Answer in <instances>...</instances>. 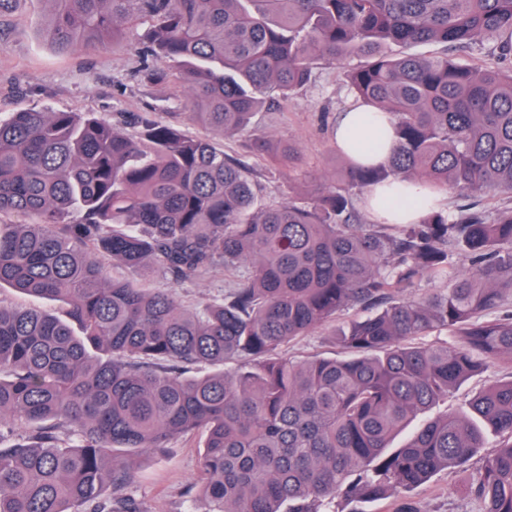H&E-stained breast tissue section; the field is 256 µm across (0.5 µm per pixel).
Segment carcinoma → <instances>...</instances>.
Masks as SVG:
<instances>
[{
  "label": "carcinoma",
  "mask_w": 512,
  "mask_h": 512,
  "mask_svg": "<svg viewBox=\"0 0 512 512\" xmlns=\"http://www.w3.org/2000/svg\"><path fill=\"white\" fill-rule=\"evenodd\" d=\"M60 52L98 49L150 23L143 81L185 83L188 120L249 132L261 107L306 86L318 61H364L346 78L388 113V164L261 205L244 160L155 112L120 121L28 109L0 118V289L61 314L0 302V512H146L133 458L205 432L190 497L207 512H327L410 491L469 461L483 430L503 438L467 481L480 512H512V378L467 410L391 436L491 364L512 366V210L475 204L415 224H362L354 195L418 179L459 197L512 193V0H49ZM436 45L430 55L389 45ZM480 51L493 64L452 55ZM272 166L299 160L262 136ZM128 271L109 276L103 258ZM177 283L238 272L203 308L181 306L142 272ZM448 288L403 296L422 276ZM375 309L339 334L344 359L282 349L349 308ZM453 341L426 344L431 334ZM229 361L251 365L228 371ZM0 300L5 305H13L20 307H36L41 310H47L51 312H53L56 308V304L54 302H50L43 299H35L7 289L1 291Z\"/></svg>",
  "instance_id": "obj_1"
}]
</instances>
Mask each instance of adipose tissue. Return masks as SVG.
<instances>
[{"instance_id":"adipose-tissue-1","label":"adipose tissue","mask_w":512,"mask_h":512,"mask_svg":"<svg viewBox=\"0 0 512 512\" xmlns=\"http://www.w3.org/2000/svg\"><path fill=\"white\" fill-rule=\"evenodd\" d=\"M337 149L361 164L377 167L386 165L394 143V134L389 114L369 112L360 106L339 113L332 131ZM382 186L370 187L365 193L366 207L384 224H409L418 220L420 211L413 203L423 197H430L434 205H442L443 196L429 193L421 182L411 181L404 187V198L410 199L407 207H397L381 199Z\"/></svg>"}]
</instances>
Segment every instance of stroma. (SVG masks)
<instances>
[{
  "instance_id": "obj_1",
  "label": "stroma",
  "mask_w": 512,
  "mask_h": 512,
  "mask_svg": "<svg viewBox=\"0 0 512 512\" xmlns=\"http://www.w3.org/2000/svg\"><path fill=\"white\" fill-rule=\"evenodd\" d=\"M50 14L47 0H16L9 14L0 16V114L26 109L99 112H181L188 90L184 84L167 82L148 85L141 72L152 60L143 52L142 37L147 23L123 27L119 36L100 49L59 54L44 35ZM351 57L341 64L318 62L311 82L276 109L255 112L251 127L271 139H285L300 153L299 163L284 174L265 163H257L258 178L266 188V199L282 202L311 191L317 182L340 176L348 161L332 140L336 116L353 102L344 71L359 65ZM233 280L224 268L206 277L173 284L154 274L153 288L177 287L184 304L201 306L223 293ZM361 309L347 310L299 338L288 349L295 360L320 356L344 358L337 336L349 323L365 318ZM512 376V367L501 364L474 373L455 387L447 400L426 413L435 418L452 410L465 409L474 392ZM202 433L178 439L169 448L139 456L136 493L146 512H205L202 503H191L188 490L200 478ZM501 437L485 436L481 455L465 465L443 469L412 491H400L375 502H356L337 496L331 512H397L402 502H411L418 512H479L480 503L468 495L469 474L492 454Z\"/></svg>"
}]
</instances>
